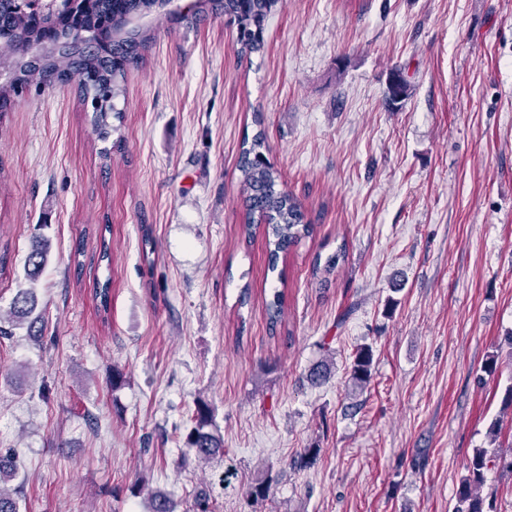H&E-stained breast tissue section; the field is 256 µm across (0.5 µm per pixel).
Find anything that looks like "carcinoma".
I'll use <instances>...</instances> for the list:
<instances>
[{
    "label": "carcinoma",
    "instance_id": "cac0c4a2",
    "mask_svg": "<svg viewBox=\"0 0 512 512\" xmlns=\"http://www.w3.org/2000/svg\"><path fill=\"white\" fill-rule=\"evenodd\" d=\"M277 3L278 0H198L196 10L178 15V21L194 25L208 13L227 15L236 26L242 50L257 53L264 47L265 21ZM156 9V0H79L71 11L50 22L18 0H0V59L15 62L12 81L0 85V114L33 82L42 87L74 81L82 100L91 104L94 127L102 138L111 136L112 119L119 118L113 99L121 92L128 71L139 64L153 41L147 29L122 35L113 34V30L129 17ZM23 42L35 45L27 57L21 56ZM265 150V138L259 133L240 152L238 167L246 207L242 230L249 238L258 228L254 220L263 221L268 269L274 272L281 254L312 235L314 226L306 220L298 200L279 189L280 174L267 161ZM49 248L50 241L43 234L32 236L26 270L29 287L18 289L7 314H0L1 339L23 327L31 336L41 335L35 286ZM265 310L271 328L282 324L284 291L274 290ZM372 361L371 347L357 349L350 367V380L355 387L362 390L369 384ZM192 421L185 444L198 460L206 462L224 451L223 441L208 431L212 418L207 405H196ZM495 467L512 471V458L490 454L485 448L474 450L467 464L468 475L457 492L454 512H485V501L477 489L485 482L487 471ZM14 469V455L1 452L0 512H19V502L5 488V480L12 477ZM146 512H177V505L169 497L155 494L150 496Z\"/></svg>",
    "mask_w": 512,
    "mask_h": 512
}]
</instances>
